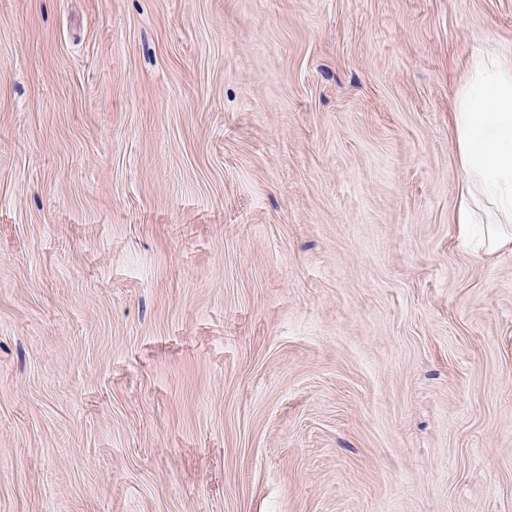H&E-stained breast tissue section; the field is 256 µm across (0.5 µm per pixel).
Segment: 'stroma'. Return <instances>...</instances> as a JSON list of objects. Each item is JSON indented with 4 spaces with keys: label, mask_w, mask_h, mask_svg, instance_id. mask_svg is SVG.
<instances>
[{
    "label": "stroma",
    "mask_w": 512,
    "mask_h": 512,
    "mask_svg": "<svg viewBox=\"0 0 512 512\" xmlns=\"http://www.w3.org/2000/svg\"><path fill=\"white\" fill-rule=\"evenodd\" d=\"M491 45L512 0H0V512H512ZM460 172L455 224L481 259L512 256V50L478 49L450 112Z\"/></svg>",
    "instance_id": "1"
}]
</instances>
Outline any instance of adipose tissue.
Here are the masks:
<instances>
[{"label": "adipose tissue", "instance_id": "1", "mask_svg": "<svg viewBox=\"0 0 512 512\" xmlns=\"http://www.w3.org/2000/svg\"><path fill=\"white\" fill-rule=\"evenodd\" d=\"M450 126L460 172V241L482 259L512 256V50L472 52Z\"/></svg>", "mask_w": 512, "mask_h": 512}]
</instances>
